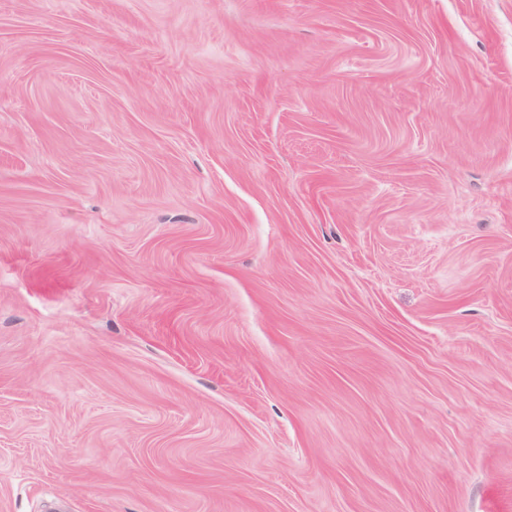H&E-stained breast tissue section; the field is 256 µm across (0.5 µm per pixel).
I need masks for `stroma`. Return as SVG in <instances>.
<instances>
[{"mask_svg":"<svg viewBox=\"0 0 512 512\" xmlns=\"http://www.w3.org/2000/svg\"><path fill=\"white\" fill-rule=\"evenodd\" d=\"M0 512H512V0H0Z\"/></svg>","mask_w":512,"mask_h":512,"instance_id":"obj_1","label":"stroma"}]
</instances>
